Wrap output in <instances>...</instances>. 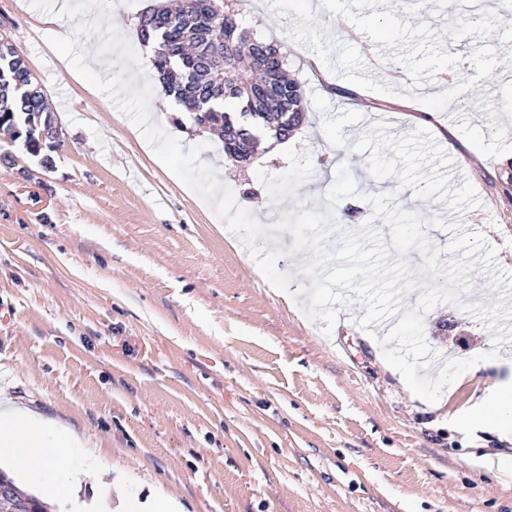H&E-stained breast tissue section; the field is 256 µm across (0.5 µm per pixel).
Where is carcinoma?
<instances>
[{"instance_id":"1","label":"carcinoma","mask_w":512,"mask_h":512,"mask_svg":"<svg viewBox=\"0 0 512 512\" xmlns=\"http://www.w3.org/2000/svg\"><path fill=\"white\" fill-rule=\"evenodd\" d=\"M143 45L158 52L153 70L167 97L189 105L192 126L211 129L224 156L249 160L257 133L278 142L302 122V85L285 72L281 41L259 40L244 26L238 0H195L191 10L158 5L138 21ZM58 129L55 113L16 46L0 41V133L54 168ZM0 512H48L40 498L0 495Z\"/></svg>"}]
</instances>
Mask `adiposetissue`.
<instances>
[{
	"instance_id": "ef3b65f1",
	"label": "adipose tissue",
	"mask_w": 512,
	"mask_h": 512,
	"mask_svg": "<svg viewBox=\"0 0 512 512\" xmlns=\"http://www.w3.org/2000/svg\"><path fill=\"white\" fill-rule=\"evenodd\" d=\"M80 443L74 431L35 411L9 404L0 410V462L13 464L23 485L39 487L51 498L68 496L86 481H99L94 450H86L81 469H70L69 449Z\"/></svg>"
}]
</instances>
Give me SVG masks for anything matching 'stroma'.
I'll return each mask as SVG.
<instances>
[{
	"label": "stroma",
	"instance_id": "1",
	"mask_svg": "<svg viewBox=\"0 0 512 512\" xmlns=\"http://www.w3.org/2000/svg\"><path fill=\"white\" fill-rule=\"evenodd\" d=\"M245 19L280 37L304 90L305 119L286 151L247 163L178 126L183 107L153 93L154 122L203 145L238 203L263 224L325 211L338 166L358 194L340 201L373 221L369 197L481 234L512 286V4L497 0H264ZM78 0H0V40L17 47L59 127L55 167L0 135V401L77 429L100 454L111 494L81 487L75 512H126L176 498L182 512H512V431L468 420L512 384V344L465 311L484 300L475 268L461 305L424 318L447 359L498 350L438 404L415 397L383 358L386 325L364 332L361 304L331 335L261 274L241 239L159 166L134 124L90 95L48 42ZM361 89L362 101L333 85ZM425 95L413 94V87ZM428 112L431 123L412 116ZM251 197H244V190Z\"/></svg>",
	"mask_w": 512,
	"mask_h": 512
}]
</instances>
